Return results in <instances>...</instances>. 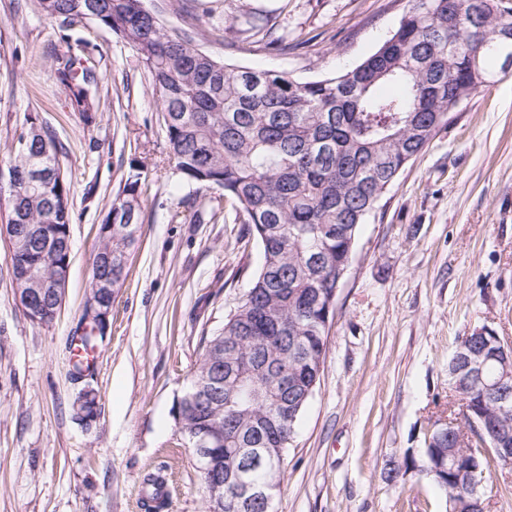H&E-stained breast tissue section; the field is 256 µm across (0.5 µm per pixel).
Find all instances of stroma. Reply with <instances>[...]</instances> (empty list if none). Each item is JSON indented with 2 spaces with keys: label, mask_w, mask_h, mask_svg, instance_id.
I'll return each mask as SVG.
<instances>
[{
  "label": "stroma",
  "mask_w": 512,
  "mask_h": 512,
  "mask_svg": "<svg viewBox=\"0 0 512 512\" xmlns=\"http://www.w3.org/2000/svg\"><path fill=\"white\" fill-rule=\"evenodd\" d=\"M165 27H197L216 59L314 80L361 63L396 29L408 0H233L226 32H206L208 0H145ZM278 13L286 55L238 40L243 17ZM92 66L97 119L65 103L52 65ZM463 101L362 225L336 296L320 382L290 446L275 512H445L438 490L384 474L448 413V357L487 326L512 342V73ZM52 130L74 222L65 300L47 324L18 305L0 241V512H144L147 474H166V512H205L200 474L175 423L205 340L245 297L261 262L244 214L185 223L195 194L165 154V130L136 51L82 20L61 28L33 0H0V154L27 123ZM146 176L139 243L83 379L70 342L91 281L98 227L133 168ZM99 395L86 425L73 403Z\"/></svg>",
  "instance_id": "35a3bbf8"
}]
</instances>
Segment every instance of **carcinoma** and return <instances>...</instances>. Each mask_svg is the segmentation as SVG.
Returning a JSON list of instances; mask_svg holds the SVG:
<instances>
[{"label":"carcinoma","mask_w":512,"mask_h":512,"mask_svg":"<svg viewBox=\"0 0 512 512\" xmlns=\"http://www.w3.org/2000/svg\"><path fill=\"white\" fill-rule=\"evenodd\" d=\"M48 19L68 27L80 16L131 45L151 78L166 132L169 162L200 188H219L246 216L262 260L244 300L206 344L187 391L175 408L180 429L207 435L212 469L201 474L207 507L211 491L236 448H255L260 438L286 453L324 364L328 330L342 271L349 268L363 224L379 208L406 165L420 155L452 112L488 82L489 66L501 54V37L512 36V0H410L397 29L356 67L316 80L299 81L272 69L218 60L196 42L193 30H167L144 0H36ZM248 37L269 54L288 52L275 35L272 15L249 14ZM54 78L66 104L88 124L96 120L92 87L96 74L76 73L57 60ZM46 156H41V153ZM54 134L40 129L23 155L8 149L6 164L18 173L42 166L41 182L22 198H9L5 223L28 224V247L10 260L13 285H25L31 269L46 278L58 273L37 263L47 232L74 221L70 185L61 177ZM141 172L130 174L113 196L98 250L112 251V286L125 279L124 257L134 248L142 215ZM191 224L217 217L219 208L195 198L181 200ZM81 317L85 352L98 335ZM234 336L250 369L254 355L268 360L262 399L252 401L235 380L213 374L224 368V345ZM464 351L448 361V390L459 407L482 418L481 431L464 445L452 433L433 430L418 452L407 449L386 479H427L445 497L448 512H470L473 482L490 461H506L512 448V405L498 403L500 390L466 378V359L485 348L501 350L495 330L462 339ZM88 391L74 408L83 420L97 412ZM145 512L166 506V479H146Z\"/></svg>","instance_id":"carcinoma-1"}]
</instances>
